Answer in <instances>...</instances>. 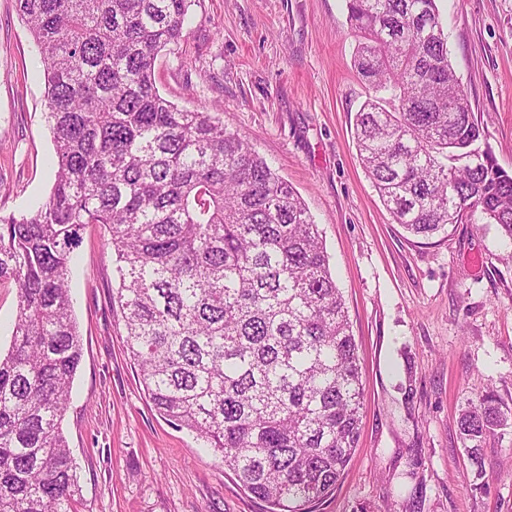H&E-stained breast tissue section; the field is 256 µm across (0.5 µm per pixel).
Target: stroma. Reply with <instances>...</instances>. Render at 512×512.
I'll return each mask as SVG.
<instances>
[{
  "label": "stroma",
  "instance_id": "35a3bbf8",
  "mask_svg": "<svg viewBox=\"0 0 512 512\" xmlns=\"http://www.w3.org/2000/svg\"><path fill=\"white\" fill-rule=\"evenodd\" d=\"M450 60L493 155L512 173V0H439ZM345 0H192L182 40L155 63L179 108L223 116L288 181L318 225L358 345L361 434L314 512H512V457L473 466L457 420L494 388L512 407V251L492 224L422 239L385 209L359 159L369 95ZM43 64L16 0H0V216L54 177ZM87 225L70 274L82 360L62 429L77 512H265L153 408L125 348L116 256Z\"/></svg>",
  "mask_w": 512,
  "mask_h": 512
}]
</instances>
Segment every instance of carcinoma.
Wrapping results in <instances>:
<instances>
[{"mask_svg": "<svg viewBox=\"0 0 512 512\" xmlns=\"http://www.w3.org/2000/svg\"><path fill=\"white\" fill-rule=\"evenodd\" d=\"M191 0H17L43 63L54 184L0 217V285L17 286L0 355V512H72L61 417L82 357L69 275L80 231L116 255L128 354L155 410L212 450L266 512H311L350 463L364 386L323 238L250 142L155 85ZM361 162L394 221L425 238L495 224L512 245L501 168L448 59L437 0H347ZM462 448L512 432L494 389L466 401Z\"/></svg>", "mask_w": 512, "mask_h": 512, "instance_id": "1", "label": "carcinoma"}]
</instances>
